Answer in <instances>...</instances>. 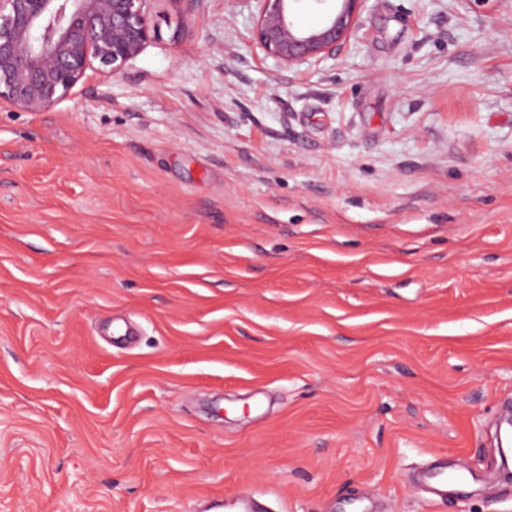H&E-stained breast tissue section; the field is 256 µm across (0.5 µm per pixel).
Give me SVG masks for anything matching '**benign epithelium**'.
<instances>
[{
	"mask_svg": "<svg viewBox=\"0 0 512 512\" xmlns=\"http://www.w3.org/2000/svg\"><path fill=\"white\" fill-rule=\"evenodd\" d=\"M152 0H0V103L43 112L66 95L96 60L120 74L151 40ZM256 38L288 66L323 61L348 41L368 0H339L322 26L302 29L292 0H258Z\"/></svg>",
	"mask_w": 512,
	"mask_h": 512,
	"instance_id": "benign-epithelium-1",
	"label": "benign epithelium"
}]
</instances>
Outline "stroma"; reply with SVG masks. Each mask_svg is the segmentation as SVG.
Listing matches in <instances>:
<instances>
[{"mask_svg":"<svg viewBox=\"0 0 512 512\" xmlns=\"http://www.w3.org/2000/svg\"><path fill=\"white\" fill-rule=\"evenodd\" d=\"M257 0L0 106V512H512V0H368L281 64ZM436 455L484 475L445 504Z\"/></svg>","mask_w":512,"mask_h":512,"instance_id":"obj_1","label":"stroma"}]
</instances>
